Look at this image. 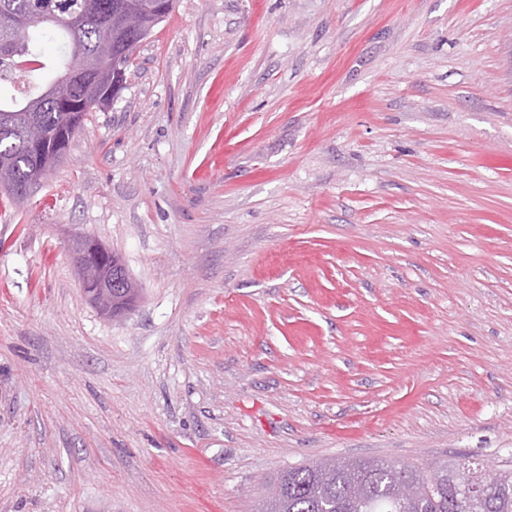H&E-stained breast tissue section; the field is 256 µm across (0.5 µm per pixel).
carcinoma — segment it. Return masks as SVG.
I'll use <instances>...</instances> for the list:
<instances>
[{
	"instance_id": "obj_1",
	"label": "carcinoma",
	"mask_w": 512,
	"mask_h": 512,
	"mask_svg": "<svg viewBox=\"0 0 512 512\" xmlns=\"http://www.w3.org/2000/svg\"><path fill=\"white\" fill-rule=\"evenodd\" d=\"M146 9L139 33L119 30L113 46L100 53L95 69L79 76L63 65L56 79L36 85L28 94L0 98V157L8 177L0 181L11 204L22 203V189L37 183L63 160L70 143L58 141L65 131L78 133L92 112L109 108L125 88L127 72L140 43L171 15L175 0H128ZM120 0H0V88L19 72L32 76L48 60L29 31L58 41L71 54L98 50L108 13ZM31 107L42 126L52 163L37 169L22 136L21 110ZM135 291L112 307V317L132 310ZM476 485L480 495L463 497L460 489ZM268 493L257 512H512V469L505 465L488 474L472 456L412 464L385 459L332 460L324 468L311 462L290 467L267 482Z\"/></svg>"
}]
</instances>
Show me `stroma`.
<instances>
[{
    "label": "stroma",
    "mask_w": 512,
    "mask_h": 512,
    "mask_svg": "<svg viewBox=\"0 0 512 512\" xmlns=\"http://www.w3.org/2000/svg\"><path fill=\"white\" fill-rule=\"evenodd\" d=\"M457 454L512 463V0H177L0 196V512H250L301 462ZM68 251L78 272L79 282L84 294L93 301L98 295H103L109 299L110 308L105 315L116 318L125 315L132 310L139 298V289L127 297L119 298L118 303L112 307V294L124 293L128 283L132 278L126 269L112 271L113 263H121L119 257L112 253V262L108 266H103L94 262L90 256H101L107 252L105 246L98 240L84 236L74 235L66 242ZM88 266H97L98 272L94 277H87L83 271Z\"/></svg>",
    "instance_id": "1"
}]
</instances>
